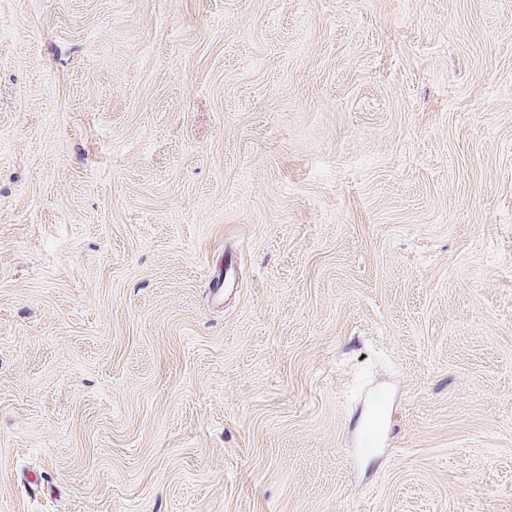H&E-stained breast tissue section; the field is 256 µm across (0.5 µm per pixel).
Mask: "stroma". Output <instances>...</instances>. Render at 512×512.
<instances>
[{"mask_svg": "<svg viewBox=\"0 0 512 512\" xmlns=\"http://www.w3.org/2000/svg\"><path fill=\"white\" fill-rule=\"evenodd\" d=\"M0 512H512V0H0Z\"/></svg>", "mask_w": 512, "mask_h": 512, "instance_id": "35a3bbf8", "label": "stroma"}]
</instances>
